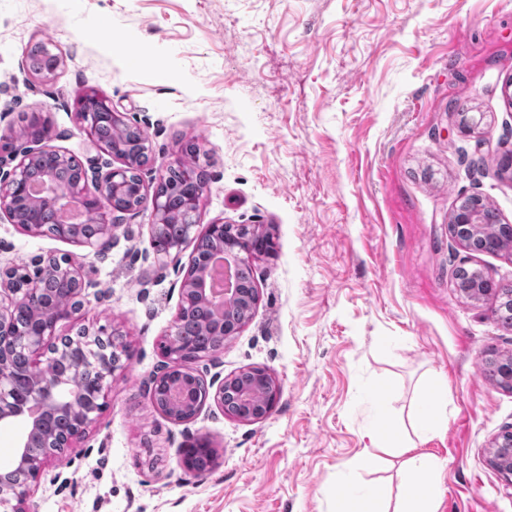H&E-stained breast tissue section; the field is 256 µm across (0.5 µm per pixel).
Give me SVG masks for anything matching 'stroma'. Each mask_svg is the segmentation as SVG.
Returning <instances> with one entry per match:
<instances>
[{
	"label": "stroma",
	"instance_id": "35a3bbf8",
	"mask_svg": "<svg viewBox=\"0 0 512 512\" xmlns=\"http://www.w3.org/2000/svg\"><path fill=\"white\" fill-rule=\"evenodd\" d=\"M37 44L62 57L53 76L23 70ZM91 88L145 133L146 187L193 143L199 227L267 226L249 322L193 370L262 368L281 394L253 422L153 408L192 249L156 258L151 203L98 256L1 218L0 266L84 261V322L129 353L96 422L31 482L28 512H336L356 484L393 506L410 493L401 456L357 467L379 425L442 462L425 476L438 512H512L487 454L512 428V390L484 372L512 353V327L494 297L455 287L462 268L512 287V252L465 249L450 229L469 196L512 225V0H0V168L32 148L19 132L34 112L83 169L118 167L75 122ZM464 112L479 129H461ZM439 378L447 425L411 430ZM202 438L217 461L196 476L178 460Z\"/></svg>",
	"mask_w": 512,
	"mask_h": 512
}]
</instances>
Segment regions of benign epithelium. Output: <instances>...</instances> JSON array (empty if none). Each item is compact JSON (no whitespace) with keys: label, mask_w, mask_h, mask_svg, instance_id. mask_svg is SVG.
Returning <instances> with one entry per match:
<instances>
[{"label":"benign epithelium","mask_w":512,"mask_h":512,"mask_svg":"<svg viewBox=\"0 0 512 512\" xmlns=\"http://www.w3.org/2000/svg\"><path fill=\"white\" fill-rule=\"evenodd\" d=\"M76 100L77 124L99 147L121 160V166L105 174H89L82 169L70 181L47 176L35 189L29 181L31 164L45 153L62 159L68 155L52 148L27 151L11 170L0 171V214H6L11 223L32 237L49 233L97 254L112 244L120 227L119 215L136 211L117 199L123 194L142 199L145 188L140 181L130 182V159L96 135L102 118L115 129L128 128L123 113L113 111L109 100L95 91H82ZM27 135L39 142L51 139L42 113H32ZM90 183L94 185L92 191L88 189ZM206 190L205 186L196 188L195 198L185 202L186 222L179 237L171 239L166 249H155L157 256L166 257L186 242L193 246V260L182 285V304L173 331L162 345L164 370L149 391L152 406L175 422L193 419L207 404L224 407L222 381L208 383L196 377L204 385L205 395L195 402L184 384L171 381L178 372L193 374L189 364L215 359L224 349L220 344L197 352L187 345L181 339L183 313L197 301L208 307L215 302L234 304L241 296V289L234 286V270L250 265L258 244L265 240L261 226L252 224L236 225L235 233L223 223L194 232ZM167 216L168 203L157 191L151 224L155 243L168 232ZM459 220L470 234L463 244L476 247L484 227L482 214L462 211ZM85 288L82 266L69 256H41L31 271L18 264L0 267V293L8 299V305L0 304V425H24L14 446V475L0 477V512H26V480L36 478L52 460L49 449L71 447L97 420L106 406L112 378L122 368L124 346L81 323L80 297ZM279 393L275 379L262 370L258 382L242 398L261 406L267 414ZM488 457L490 464L512 482V430L490 443Z\"/></svg>","instance_id":"obj_1"}]
</instances>
